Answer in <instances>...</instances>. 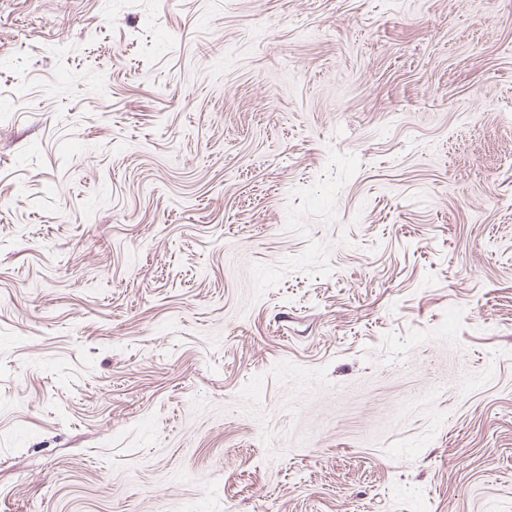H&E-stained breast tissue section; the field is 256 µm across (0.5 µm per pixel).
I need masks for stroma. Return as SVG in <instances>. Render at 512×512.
Masks as SVG:
<instances>
[{"instance_id":"1","label":"stroma","mask_w":512,"mask_h":512,"mask_svg":"<svg viewBox=\"0 0 512 512\" xmlns=\"http://www.w3.org/2000/svg\"><path fill=\"white\" fill-rule=\"evenodd\" d=\"M0 512H512V0H0Z\"/></svg>"}]
</instances>
